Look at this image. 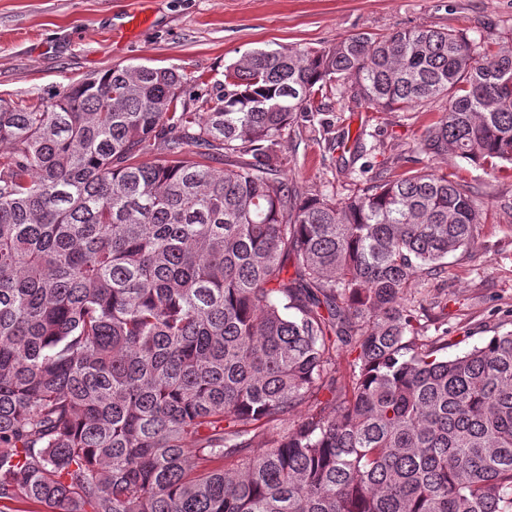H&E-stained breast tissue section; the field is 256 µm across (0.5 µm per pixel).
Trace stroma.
I'll use <instances>...</instances> for the list:
<instances>
[{
	"label": "stroma",
	"instance_id": "1",
	"mask_svg": "<svg viewBox=\"0 0 512 512\" xmlns=\"http://www.w3.org/2000/svg\"><path fill=\"white\" fill-rule=\"evenodd\" d=\"M140 10L148 26L127 36L117 28ZM448 28L483 43L512 40V0H0V98L50 102L67 86L113 66L172 67L215 86L243 53L280 45L320 47L366 32ZM440 103L410 111L374 109L344 89L323 99L281 137L280 175L294 191L336 199L360 192L377 174L413 167L448 172L473 187L483 213L467 250L448 257V275L425 286L444 295L457 354L495 332L512 330V170H486L456 156L421 150ZM364 138L367 152L353 153Z\"/></svg>",
	"mask_w": 512,
	"mask_h": 512
}]
</instances>
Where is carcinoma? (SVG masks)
<instances>
[{
  "mask_svg": "<svg viewBox=\"0 0 512 512\" xmlns=\"http://www.w3.org/2000/svg\"><path fill=\"white\" fill-rule=\"evenodd\" d=\"M184 86L114 66L0 103V503L512 512V331L445 357L442 297L411 288L478 235L473 192L416 171L338 202L278 177L283 133L339 86L441 101L425 153L512 166V41L358 33Z\"/></svg>",
  "mask_w": 512,
  "mask_h": 512,
  "instance_id": "cac0c4a2",
  "label": "carcinoma"
}]
</instances>
